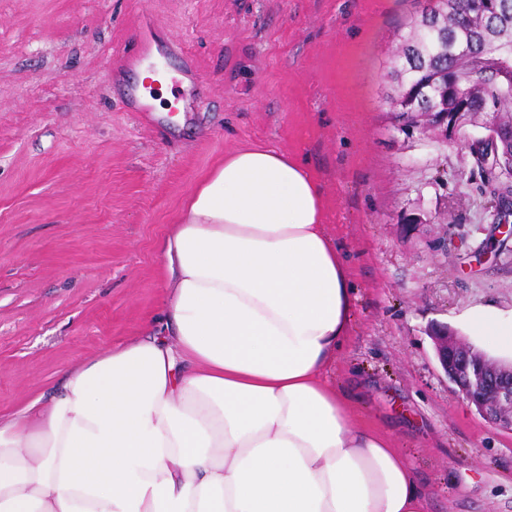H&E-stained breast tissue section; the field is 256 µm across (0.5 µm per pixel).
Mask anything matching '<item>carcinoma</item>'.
<instances>
[{"instance_id":"1","label":"carcinoma","mask_w":512,"mask_h":512,"mask_svg":"<svg viewBox=\"0 0 512 512\" xmlns=\"http://www.w3.org/2000/svg\"><path fill=\"white\" fill-rule=\"evenodd\" d=\"M448 10L436 31L414 15L405 23L393 74L405 70L397 90L415 100L428 84L448 85V97L468 112H512V0H448L425 5L421 13Z\"/></svg>"}]
</instances>
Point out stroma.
Instances as JSON below:
<instances>
[{
	"label": "stroma",
	"mask_w": 512,
	"mask_h": 512,
	"mask_svg": "<svg viewBox=\"0 0 512 512\" xmlns=\"http://www.w3.org/2000/svg\"><path fill=\"white\" fill-rule=\"evenodd\" d=\"M422 0H0V421L144 335L167 298L158 243L184 196L255 143L304 160L356 297L327 381L433 493L512 512V433L440 368L426 330L512 312V239L465 144L388 116L397 33ZM155 21L185 112L124 105L107 68ZM422 223H412L413 215Z\"/></svg>",
	"instance_id": "35a3bbf8"
}]
</instances>
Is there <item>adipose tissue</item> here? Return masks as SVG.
Wrapping results in <instances>:
<instances>
[{"label": "adipose tissue", "mask_w": 512, "mask_h": 512, "mask_svg": "<svg viewBox=\"0 0 512 512\" xmlns=\"http://www.w3.org/2000/svg\"><path fill=\"white\" fill-rule=\"evenodd\" d=\"M158 324L0 424V512H427L415 467L326 382L354 307L297 156L226 154L162 245ZM465 332L512 355V315Z\"/></svg>", "instance_id": "1"}]
</instances>
